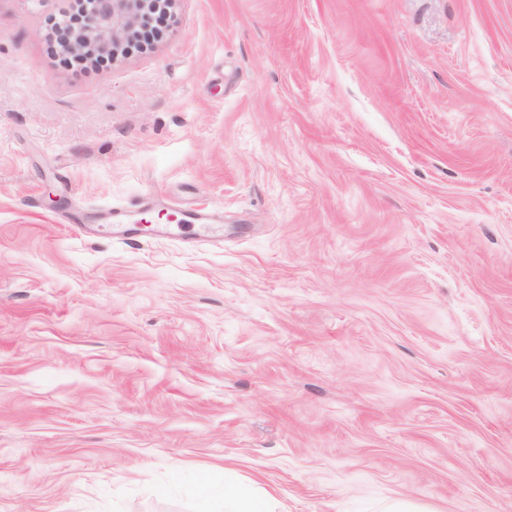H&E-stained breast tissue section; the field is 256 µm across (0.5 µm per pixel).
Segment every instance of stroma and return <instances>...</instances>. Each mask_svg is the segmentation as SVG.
Segmentation results:
<instances>
[{"label": "stroma", "mask_w": 512, "mask_h": 512, "mask_svg": "<svg viewBox=\"0 0 512 512\" xmlns=\"http://www.w3.org/2000/svg\"><path fill=\"white\" fill-rule=\"evenodd\" d=\"M0 0V512H512V0H177L58 63ZM202 208L124 243L111 211ZM270 510L265 497L234 486L224 488V512H272Z\"/></svg>", "instance_id": "1"}]
</instances>
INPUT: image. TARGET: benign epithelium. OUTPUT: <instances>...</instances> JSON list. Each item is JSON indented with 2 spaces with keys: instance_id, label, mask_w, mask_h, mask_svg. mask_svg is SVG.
Segmentation results:
<instances>
[{
  "instance_id": "obj_1",
  "label": "benign epithelium",
  "mask_w": 512,
  "mask_h": 512,
  "mask_svg": "<svg viewBox=\"0 0 512 512\" xmlns=\"http://www.w3.org/2000/svg\"><path fill=\"white\" fill-rule=\"evenodd\" d=\"M55 27L62 52L89 57L117 53L158 8H167L176 0H93L92 7L77 22H70L69 0H60Z\"/></svg>"
}]
</instances>
